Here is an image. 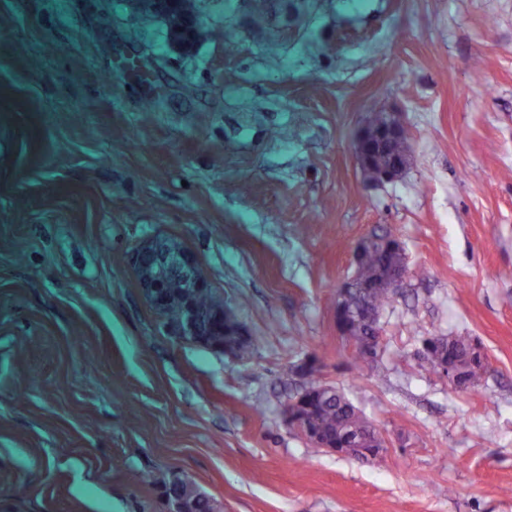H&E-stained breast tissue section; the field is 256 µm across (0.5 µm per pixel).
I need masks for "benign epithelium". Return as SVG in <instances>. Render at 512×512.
<instances>
[{"label": "benign epithelium", "instance_id": "1", "mask_svg": "<svg viewBox=\"0 0 512 512\" xmlns=\"http://www.w3.org/2000/svg\"><path fill=\"white\" fill-rule=\"evenodd\" d=\"M144 7L154 11L166 23L173 44L180 46L184 34L196 35V27L191 17L173 10L169 0H137ZM405 137V129L400 115L388 114L380 123H366L357 138L354 158L368 180H394L401 176L408 164V156L391 153L386 166L375 169L372 167V155L375 151L391 147L399 139ZM130 265L135 280L149 306L160 318L163 326L178 341L188 344H210L216 350L229 355H236V350L229 343L219 340L223 335L236 336L238 341L248 340L243 327L233 318L230 310L224 308L221 300L213 301L207 308L200 309L193 297L209 288L202 274L197 258L178 242H158L147 240L138 245L130 255ZM409 276L408 265L404 264L392 270L387 276V287L397 292L403 287ZM179 284L181 291V314L175 320L166 318L167 310L175 296L171 283ZM356 277L346 280L336 293L334 315L338 332L348 339L358 355L368 360L375 359L380 350V335L375 331V338L361 342L351 337L344 322V302L348 292L354 288ZM480 365L488 367V363L480 351L475 350L467 357L454 363L446 359H436L435 369L448 381L454 389L467 386L468 366ZM286 422L297 429L304 437L321 448L337 454L348 455L359 462L365 461L370 454L381 456L382 449L375 448L368 452L363 448L340 444L323 437L320 431L312 426V407L307 393L288 400L283 406ZM205 497L190 480L181 481V489L172 495V512H196L198 500Z\"/></svg>", "mask_w": 512, "mask_h": 512}]
</instances>
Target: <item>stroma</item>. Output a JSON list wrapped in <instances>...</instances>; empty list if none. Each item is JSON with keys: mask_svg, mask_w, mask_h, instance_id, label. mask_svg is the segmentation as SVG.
Listing matches in <instances>:
<instances>
[{"mask_svg": "<svg viewBox=\"0 0 512 512\" xmlns=\"http://www.w3.org/2000/svg\"><path fill=\"white\" fill-rule=\"evenodd\" d=\"M176 48L135 0H0V512H512V0H193ZM400 114L410 163L353 144ZM411 274L384 353L339 335L362 239ZM200 262L252 358L177 341L128 256ZM465 336L489 373L422 367ZM312 357L381 431L362 464L283 419ZM383 115L377 114L369 119L379 122ZM405 138V129L400 115L388 114L380 123L371 124L368 121L357 138L354 158L356 164L362 169L367 180H394L401 176L408 164V152L400 155L392 152L385 167L374 169L372 155L376 150L388 149L400 138ZM355 282L356 274L346 280L336 293V303L334 307L336 328L338 332L349 341L357 355L363 354L367 360H373L375 359V353L380 350V337L370 339L368 342L357 341L350 337L352 335L344 322V302L348 296V292L354 288ZM179 490L171 496L173 501L172 512H195L199 506L198 499L208 498L190 480H183ZM184 487V489H183ZM199 512H213L212 501L204 500L200 503Z\"/></svg>", "mask_w": 512, "mask_h": 512, "instance_id": "obj_1", "label": "stroma"}]
</instances>
